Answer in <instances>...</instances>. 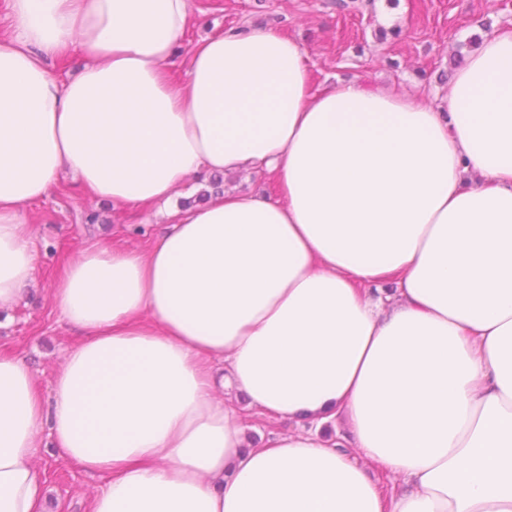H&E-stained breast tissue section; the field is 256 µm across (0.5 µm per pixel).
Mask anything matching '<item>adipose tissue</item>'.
<instances>
[{"instance_id": "adipose-tissue-1", "label": "adipose tissue", "mask_w": 512, "mask_h": 512, "mask_svg": "<svg viewBox=\"0 0 512 512\" xmlns=\"http://www.w3.org/2000/svg\"><path fill=\"white\" fill-rule=\"evenodd\" d=\"M0 16V317L35 280L25 207L63 173L170 220L144 248L92 242L54 283L82 339L49 398L0 356V512H47V437L99 477L88 512H512V31L435 107L314 90L271 28L197 39L173 81L189 0ZM256 168L279 198L173 203ZM254 414L292 427L254 441Z\"/></svg>"}]
</instances>
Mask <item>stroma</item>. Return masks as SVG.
<instances>
[{
    "label": "stroma",
    "instance_id": "stroma-1",
    "mask_svg": "<svg viewBox=\"0 0 512 512\" xmlns=\"http://www.w3.org/2000/svg\"><path fill=\"white\" fill-rule=\"evenodd\" d=\"M190 0L194 23L170 63L172 78L187 69L189 43L229 29L272 27L297 40L304 50L313 88L340 79H359L370 89L399 88L439 105L448 87L439 80L456 53H469L473 37L486 29H512V0ZM101 203L74 180L63 176L49 195L29 204L38 254L31 296L0 323V355L20 357L41 394H48L54 368L78 334L52 308L48 294L83 245L103 239L142 246L160 233L165 219L157 208L113 211L108 226L92 222ZM50 512H86L97 478L76 470L44 448Z\"/></svg>",
    "mask_w": 512,
    "mask_h": 512
}]
</instances>
